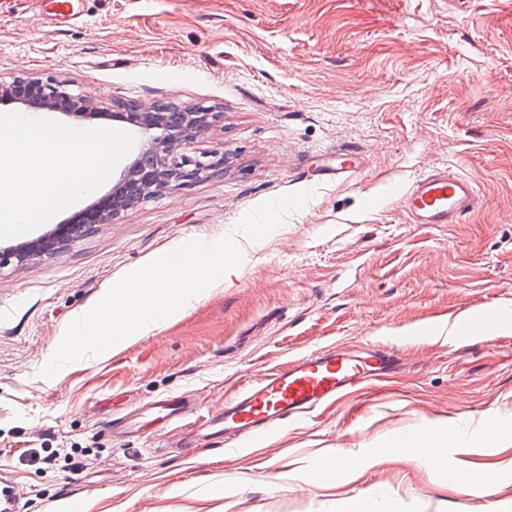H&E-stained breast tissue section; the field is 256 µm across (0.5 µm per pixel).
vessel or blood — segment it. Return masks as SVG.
I'll return each instance as SVG.
<instances>
[{
	"instance_id": "obj_1",
	"label": "vessel or blood",
	"mask_w": 512,
	"mask_h": 512,
	"mask_svg": "<svg viewBox=\"0 0 512 512\" xmlns=\"http://www.w3.org/2000/svg\"><path fill=\"white\" fill-rule=\"evenodd\" d=\"M392 192L416 224L458 223L476 200L471 177L445 171L393 186ZM390 362V352L375 346L359 353L320 350L297 357L283 369L249 383L222 408L209 413L192 443H221L228 448L260 445L277 424L306 417L343 393L380 379ZM152 407L159 420L170 423L187 415L189 400L167 396L156 399ZM0 512H21L17 483L1 477Z\"/></svg>"
}]
</instances>
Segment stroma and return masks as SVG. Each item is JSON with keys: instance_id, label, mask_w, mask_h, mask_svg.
<instances>
[{"instance_id": "35a3bbf8", "label": "stroma", "mask_w": 512, "mask_h": 512, "mask_svg": "<svg viewBox=\"0 0 512 512\" xmlns=\"http://www.w3.org/2000/svg\"><path fill=\"white\" fill-rule=\"evenodd\" d=\"M38 18L0 0V81L54 77L103 117L49 120L146 135L122 104L203 103L220 112L195 151L224 169L92 229L59 255L0 268V475L22 512H336L381 490L387 512H512V328L480 338L410 335L432 317L512 307V0H72ZM365 164L326 181L337 155ZM447 169L474 179L456 224H413L389 188ZM313 190L266 237L243 242L238 276L119 351L54 377L40 371L68 325L127 273L190 235L209 241L261 203ZM393 348V373L259 448L162 450L245 384L319 349ZM196 414L117 438L107 420L162 396ZM445 420L475 451H448L497 493L467 495L384 435ZM497 439L486 444V432ZM76 449L73 465L51 460ZM330 449L362 469L310 484ZM224 486L217 497L211 490Z\"/></svg>"}]
</instances>
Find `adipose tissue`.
Here are the masks:
<instances>
[{"instance_id":"ef3b65f1","label":"adipose tissue","mask_w":512,"mask_h":512,"mask_svg":"<svg viewBox=\"0 0 512 512\" xmlns=\"http://www.w3.org/2000/svg\"><path fill=\"white\" fill-rule=\"evenodd\" d=\"M386 447L404 449L413 461L429 465L436 471L448 475L463 493L494 497L496 489L469 471L448 468V448H466L470 442L464 432L426 424L389 437Z\"/></svg>"}]
</instances>
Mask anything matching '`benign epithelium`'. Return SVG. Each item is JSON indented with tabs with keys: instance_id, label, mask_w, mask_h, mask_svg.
I'll list each match as a JSON object with an SVG mask.
<instances>
[{
	"instance_id": "obj_1",
	"label": "benign epithelium",
	"mask_w": 512,
	"mask_h": 512,
	"mask_svg": "<svg viewBox=\"0 0 512 512\" xmlns=\"http://www.w3.org/2000/svg\"><path fill=\"white\" fill-rule=\"evenodd\" d=\"M0 102L13 103L27 109L56 112L68 118L94 119L101 115L83 94L69 84L52 78L27 76L9 83L0 82ZM178 127L166 124L167 117L158 107L131 105L123 112H113L114 121L144 130H158L137 159L124 168L112 190L90 205L54 225L52 231L36 238L25 248L0 249V268L21 263L33 255L55 254L75 243L89 228L108 224L128 210L130 192L141 189L140 201L157 198L163 192L188 186L224 167V152L194 151L193 144L216 120L211 107L196 104L182 108Z\"/></svg>"
}]
</instances>
